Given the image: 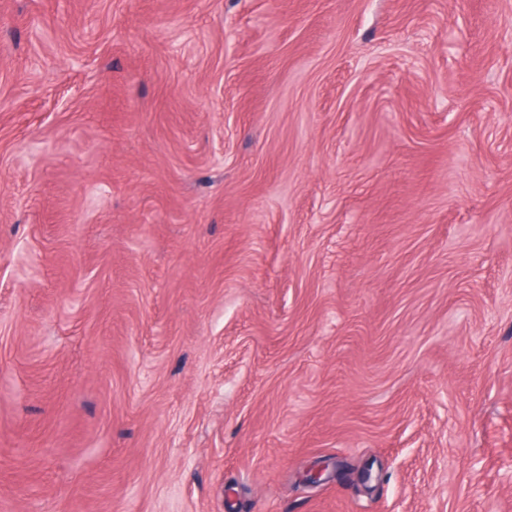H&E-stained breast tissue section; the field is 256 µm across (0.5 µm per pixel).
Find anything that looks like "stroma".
I'll return each mask as SVG.
<instances>
[{
	"label": "stroma",
	"mask_w": 512,
	"mask_h": 512,
	"mask_svg": "<svg viewBox=\"0 0 512 512\" xmlns=\"http://www.w3.org/2000/svg\"><path fill=\"white\" fill-rule=\"evenodd\" d=\"M0 512H512V0H0Z\"/></svg>",
	"instance_id": "1"
}]
</instances>
